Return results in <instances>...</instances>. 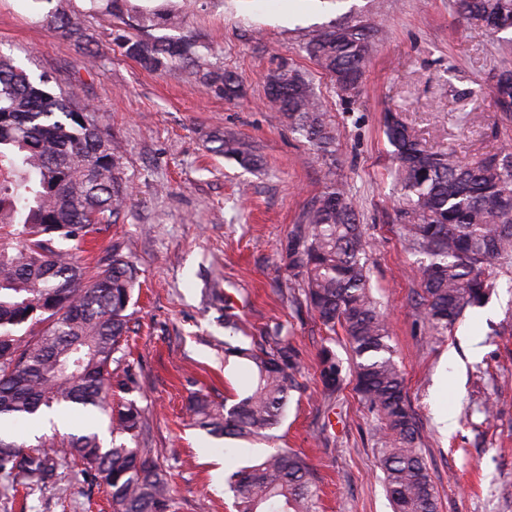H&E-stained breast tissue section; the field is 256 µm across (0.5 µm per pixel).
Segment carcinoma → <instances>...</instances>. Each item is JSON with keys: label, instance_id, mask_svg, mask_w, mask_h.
I'll use <instances>...</instances> for the list:
<instances>
[{"label": "carcinoma", "instance_id": "cac0c4a2", "mask_svg": "<svg viewBox=\"0 0 512 512\" xmlns=\"http://www.w3.org/2000/svg\"><path fill=\"white\" fill-rule=\"evenodd\" d=\"M108 2L125 26L113 37L125 56L150 71L191 66L224 99L238 97V77L211 68L205 44L183 34L149 33L156 26L179 28L175 13L134 0ZM456 9L490 30L512 28V0H456ZM43 23L69 40L87 41L75 14L50 9ZM374 35L372 25L345 22L315 30L307 41V54L341 98L358 92ZM495 77V105L512 121V68ZM266 90L290 126L329 152L335 137L305 75L282 66L268 77ZM99 112L70 90L51 91L48 80L0 52V474L23 473L57 490L48 460L72 458L108 489L112 512H169L172 495L161 469L142 449L128 446L138 438L144 410L132 399L112 401V364L120 361L128 309L140 287L137 268L115 244L92 268L78 257L96 226L116 222L130 192L120 146ZM383 126L401 194L394 226L404 250L424 258L416 316L429 336H446L467 309L489 299L496 287L489 269L512 268V147L463 160L451 149L426 148L398 112L384 113ZM210 142V151L243 170L258 167L252 142L219 130ZM367 246L346 189L333 181L311 200L289 238L286 271L304 288L322 325L345 333L355 358V391L380 421L376 451L393 512H436L405 377L369 291L362 262ZM239 320L224 299V329L235 332ZM283 330L274 322L258 341H224L226 355L251 366L250 391L229 406L196 395L188 406L191 425L219 437L271 438L296 365ZM319 376L330 393L343 382L328 350ZM70 407L105 415L124 441L104 448L96 431L40 436V451L31 455L7 430L19 420L37 427L44 413ZM224 483L235 512H318L313 473L287 448L268 449Z\"/></svg>", "mask_w": 512, "mask_h": 512}]
</instances>
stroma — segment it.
I'll return each instance as SVG.
<instances>
[{
    "label": "stroma",
    "instance_id": "stroma-1",
    "mask_svg": "<svg viewBox=\"0 0 512 512\" xmlns=\"http://www.w3.org/2000/svg\"><path fill=\"white\" fill-rule=\"evenodd\" d=\"M173 4L183 33L207 45L210 63L237 74L241 98L217 97L189 69H142L114 44L119 21L102 0L57 3L87 11L86 33L100 53L94 67L42 24L36 0H0V52L97 105L123 147L131 192L117 223L92 233L86 259L116 243L139 271L127 354L113 367L112 386L145 411L136 445L164 470L172 512H235L212 471L244 467L263 449L187 424L194 392L232 404L247 391L246 366L224 356L228 298L244 335L280 322L297 354L296 387L274 443L305 456L320 487L319 512H391L375 466L373 415L352 378L332 394L319 378L322 348L345 369L351 350L343 333L315 320L284 271L288 237L325 191L329 171L366 228L372 294L405 373L438 512H512V272H495L490 301L469 310L451 335L428 336L415 314L420 263L393 225L399 188L383 129L384 112L401 113L428 148L463 158L512 144V122L490 93L494 69L512 65V30L485 32L457 14L453 0ZM359 20L376 23V50L359 92L343 100L304 45L315 29ZM281 63L312 80L335 136L332 154L292 130L268 99L267 78ZM218 129L252 141L260 169L248 173L213 154L209 137ZM57 472L68 497L22 474L0 477V512H111L107 489L79 467L65 463Z\"/></svg>",
    "mask_w": 512,
    "mask_h": 512
}]
</instances>
